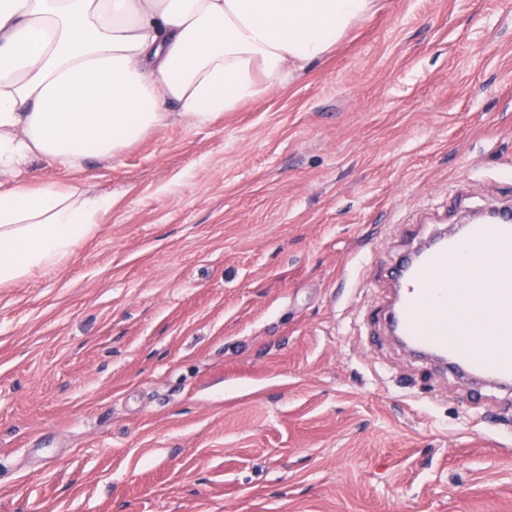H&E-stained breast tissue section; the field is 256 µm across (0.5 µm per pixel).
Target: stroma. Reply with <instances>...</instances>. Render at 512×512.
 Listing matches in <instances>:
<instances>
[{
	"label": "stroma",
	"mask_w": 512,
	"mask_h": 512,
	"mask_svg": "<svg viewBox=\"0 0 512 512\" xmlns=\"http://www.w3.org/2000/svg\"><path fill=\"white\" fill-rule=\"evenodd\" d=\"M0 288V512H512V396L381 321L431 215L512 197V0H378L332 51L118 159Z\"/></svg>",
	"instance_id": "stroma-1"
}]
</instances>
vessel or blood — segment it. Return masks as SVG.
<instances>
[{
  "label": "vessel or blood",
  "mask_w": 512,
  "mask_h": 512,
  "mask_svg": "<svg viewBox=\"0 0 512 512\" xmlns=\"http://www.w3.org/2000/svg\"><path fill=\"white\" fill-rule=\"evenodd\" d=\"M463 234L438 233L437 245L408 252L391 270L398 299L387 325L418 357L438 355L473 386L512 390V203Z\"/></svg>",
  "instance_id": "obj_1"
}]
</instances>
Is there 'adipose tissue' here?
<instances>
[{"label": "adipose tissue", "mask_w": 512, "mask_h": 512, "mask_svg": "<svg viewBox=\"0 0 512 512\" xmlns=\"http://www.w3.org/2000/svg\"><path fill=\"white\" fill-rule=\"evenodd\" d=\"M374 0H0V288L61 270L111 198L4 185L35 158L112 160L321 59Z\"/></svg>", "instance_id": "adipose-tissue-1"}]
</instances>
